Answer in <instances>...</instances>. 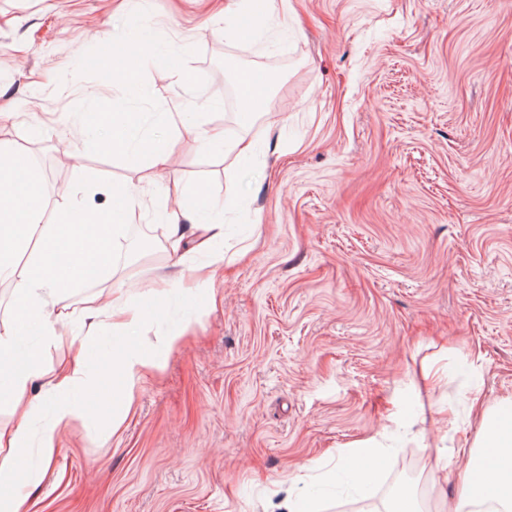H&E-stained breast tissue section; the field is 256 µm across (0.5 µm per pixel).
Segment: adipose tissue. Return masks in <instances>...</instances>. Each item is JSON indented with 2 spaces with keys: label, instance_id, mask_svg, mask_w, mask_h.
Listing matches in <instances>:
<instances>
[{
  "label": "adipose tissue",
  "instance_id": "adipose-tissue-1",
  "mask_svg": "<svg viewBox=\"0 0 512 512\" xmlns=\"http://www.w3.org/2000/svg\"><path fill=\"white\" fill-rule=\"evenodd\" d=\"M13 174L0 172V276L17 277L12 301V317L0 323V402L20 406L32 382L41 378L38 352L28 342L39 334L59 342L62 325L72 314L67 299L88 276L105 265L110 250L118 243L125 225L135 223L133 192H119V203L102 216L82 212L80 221L64 217L61 223L47 224L33 196L15 201L9 188ZM168 241L179 251L186 240H194L199 250H210L224 237V209L180 208L166 214ZM35 243L38 256L22 270L10 262L12 254ZM158 357L150 351L124 349L107 360L104 374L120 377L125 393H132L141 378L156 367ZM90 362L78 357L61 375L46 382L41 409L50 420L44 428L39 448L48 462L60 448V434L82 411L78 393L84 387ZM8 452L0 454V512H24L23 487L37 480L31 465L26 422H19L10 434ZM466 483L448 512H477L478 506L492 504V512H512V397L502 398L482 415L481 430L468 448Z\"/></svg>",
  "mask_w": 512,
  "mask_h": 512
}]
</instances>
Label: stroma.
Wrapping results in <instances>:
<instances>
[{
	"label": "stroma",
	"mask_w": 512,
	"mask_h": 512,
	"mask_svg": "<svg viewBox=\"0 0 512 512\" xmlns=\"http://www.w3.org/2000/svg\"><path fill=\"white\" fill-rule=\"evenodd\" d=\"M145 0L147 27L189 50L182 73L144 72L163 111L251 140L203 149L170 125L166 165L77 154V105L119 101L80 56L121 31L135 0H0V147L47 224L110 210L138 190L151 230L125 233L102 275L74 291L144 311L127 337L107 316L65 335L91 358L178 347L136 387L118 430L100 412L119 382L83 395L50 464L30 422L28 512H373L393 503L404 453L418 512L453 501L483 405L512 396V0ZM233 37H225V29ZM185 70V71H186ZM255 93L239 112L225 93ZM224 203V265L171 257L168 189ZM376 437L370 483L341 481L352 442Z\"/></svg>",
	"instance_id": "obj_1"
}]
</instances>
